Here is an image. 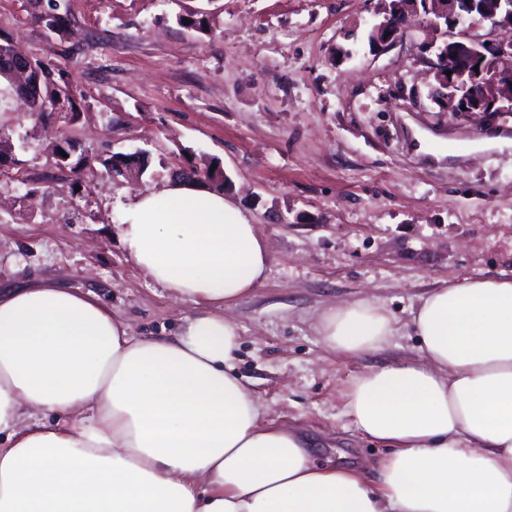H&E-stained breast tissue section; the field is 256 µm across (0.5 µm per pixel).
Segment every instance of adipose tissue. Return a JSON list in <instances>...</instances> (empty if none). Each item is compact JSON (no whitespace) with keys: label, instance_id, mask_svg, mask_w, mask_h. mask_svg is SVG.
I'll use <instances>...</instances> for the list:
<instances>
[{"label":"adipose tissue","instance_id":"adipose-tissue-1","mask_svg":"<svg viewBox=\"0 0 512 512\" xmlns=\"http://www.w3.org/2000/svg\"><path fill=\"white\" fill-rule=\"evenodd\" d=\"M118 234L195 311L173 335L137 338L93 294L0 289V512H512V278L430 292L411 320L419 359L352 383L347 414L391 449L371 481L262 425L235 372L238 327L222 309L270 263L245 211L169 177L134 194ZM318 332L356 355L398 324L363 299Z\"/></svg>","mask_w":512,"mask_h":512}]
</instances>
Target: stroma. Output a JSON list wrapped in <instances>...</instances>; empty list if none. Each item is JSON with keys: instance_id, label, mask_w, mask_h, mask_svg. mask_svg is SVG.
Segmentation results:
<instances>
[{"instance_id": "obj_1", "label": "stroma", "mask_w": 512, "mask_h": 512, "mask_svg": "<svg viewBox=\"0 0 512 512\" xmlns=\"http://www.w3.org/2000/svg\"><path fill=\"white\" fill-rule=\"evenodd\" d=\"M389 3L68 0L63 36L49 37L38 21L48 0H0V33L82 93L67 130L80 149L150 161L133 181L56 169L50 131L0 82V133L21 144L0 170V285L91 291L132 336L174 332L194 304L151 282L116 226L135 192L188 162L216 164L271 251L264 282L224 308L239 328L237 373L263 424L303 434L316 462L375 477L388 450L357 431L348 387L417 358L408 322L420 296L512 278V114L432 99L422 17L373 49ZM362 299L388 309L398 336L378 352L328 349L321 314Z\"/></svg>"}]
</instances>
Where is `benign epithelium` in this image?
I'll return each mask as SVG.
<instances>
[{"label":"benign epithelium","instance_id":"7a95c632","mask_svg":"<svg viewBox=\"0 0 512 512\" xmlns=\"http://www.w3.org/2000/svg\"><path fill=\"white\" fill-rule=\"evenodd\" d=\"M420 2L430 15L427 25L443 39V47L428 60L437 83L432 93L449 104L450 112H512V40L479 41L462 28L486 21L512 25V0H483L478 13L460 10L459 0H394L385 20L371 29L370 42L382 49L393 45ZM31 71V59L16 53L11 72L23 81Z\"/></svg>","mask_w":512,"mask_h":512}]
</instances>
